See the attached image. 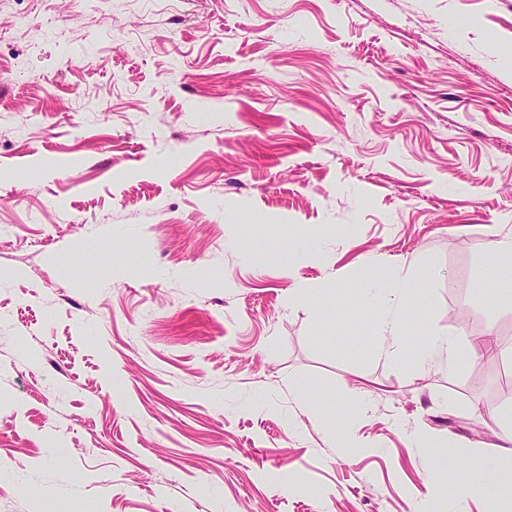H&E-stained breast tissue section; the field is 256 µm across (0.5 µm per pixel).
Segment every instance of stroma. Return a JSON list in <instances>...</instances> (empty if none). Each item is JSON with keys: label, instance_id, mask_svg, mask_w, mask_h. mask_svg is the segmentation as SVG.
<instances>
[{"label": "stroma", "instance_id": "obj_1", "mask_svg": "<svg viewBox=\"0 0 512 512\" xmlns=\"http://www.w3.org/2000/svg\"><path fill=\"white\" fill-rule=\"evenodd\" d=\"M506 236L512 0H0V512H501ZM485 261L491 271H497L505 275H510L509 279L502 282V288H511L512 286V238L504 237L490 243ZM380 306L379 328L385 343L382 352L387 355L394 354L399 350L403 306L401 301L395 298V295L389 297ZM451 486L456 497L467 500L470 497L489 494L506 501L512 507V479L497 476L485 461L472 463L467 467H452Z\"/></svg>", "mask_w": 512, "mask_h": 512}]
</instances>
